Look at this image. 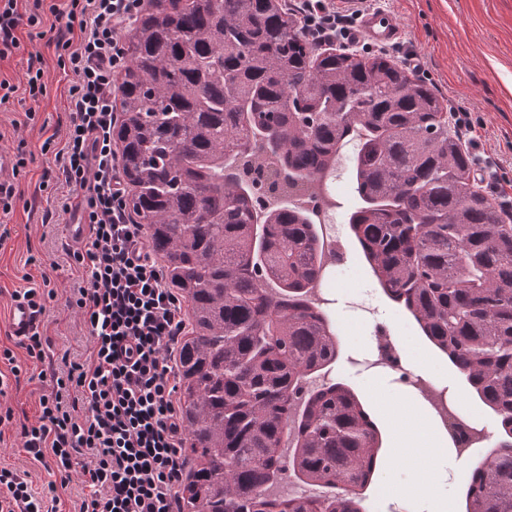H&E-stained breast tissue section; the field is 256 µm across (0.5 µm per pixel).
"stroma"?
Instances as JSON below:
<instances>
[{"mask_svg": "<svg viewBox=\"0 0 512 512\" xmlns=\"http://www.w3.org/2000/svg\"><path fill=\"white\" fill-rule=\"evenodd\" d=\"M375 7L393 12L402 28L398 41L401 52L417 55L418 68L412 76L432 85L452 112L469 113L476 130V143L470 154L477 169L489 176L501 190L497 199L503 211H512V0H374ZM26 49L40 57L45 70L46 94L38 104H30L23 94L0 105V147L26 152L25 173L15 181L17 201L13 212L0 214V225L7 226L9 236L0 243V348H11L17 365L29 368L24 349L5 328L9 300L22 288L23 274H31L33 287L49 285L52 298L46 299L43 332L51 347L42 364L50 369L64 353H78L85 341L83 325L69 306L76 281L65 262L67 239L64 226L69 217L55 200L40 189L45 172L56 171L53 155L42 154L47 137L63 142L69 121L68 89L72 74L63 73L56 64L54 46L47 39H33ZM35 107L37 117L25 123L24 112ZM359 205L350 178L336 187L334 207L346 248L343 261L334 268L328 281L333 302L324 309L340 341V353L334 364L322 375L332 382L350 386L376 422L382 437H389L390 426L368 393L376 387L381 396H407L394 375L371 373L351 365V358L371 355L375 346L377 324L390 327L394 336H410L427 350L443 370L436 381L446 386L468 407L473 417L484 426L485 441L462 460L448 434H441L443 456L437 480V499L414 495L412 488L418 474L401 459L390 458L381 450L371 483L363 491V512H435L437 502H449L453 512H464L465 492L470 463L489 456L500 436L498 418L474 395L464 376L447 358L423 337L412 317L390 301L379 288L372 269L350 231L348 217ZM51 390L50 381H28L10 384L0 406L11 408V423L0 425V464L28 472L36 491H43L49 475L22 446L21 427L37 422L39 399ZM392 486L396 497L383 492Z\"/></svg>", "mask_w": 512, "mask_h": 512, "instance_id": "stroma-1", "label": "stroma"}]
</instances>
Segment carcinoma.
<instances>
[{"mask_svg":"<svg viewBox=\"0 0 512 512\" xmlns=\"http://www.w3.org/2000/svg\"><path fill=\"white\" fill-rule=\"evenodd\" d=\"M112 129L131 205L189 302L181 419L196 466L187 512H362L378 427L344 384L299 397L339 340L309 299L322 267L315 211L256 204L308 189L345 140L352 233L384 294L499 417L465 512H512V225L478 189L443 101L383 54L320 52L272 0H152L131 29ZM296 181L278 184L282 171ZM293 435L289 462L284 435ZM323 497H276L284 467Z\"/></svg>","mask_w":512,"mask_h":512,"instance_id":"cac0c4a2","label":"carcinoma"}]
</instances>
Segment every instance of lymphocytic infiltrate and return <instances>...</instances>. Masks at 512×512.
<instances>
[{"label": "lymphocytic infiltrate", "mask_w": 512, "mask_h": 512, "mask_svg": "<svg viewBox=\"0 0 512 512\" xmlns=\"http://www.w3.org/2000/svg\"><path fill=\"white\" fill-rule=\"evenodd\" d=\"M45 0H0V58L26 55L18 32L42 25ZM145 0H66L55 10L65 32L79 31L72 44L53 39L57 65L75 77L70 86V124L64 144L47 138L57 175L70 189L60 201L89 232L66 255L81 284L69 301L87 336L83 357L52 369L50 393L40 398L37 425L24 428L23 446L54 475L80 465L85 490L80 512H177L187 432L177 405L178 338L186 328L180 298L166 284L144 225L127 209L128 190L112 147L118 116L114 77L128 58L122 31L141 14ZM315 46H348L356 15L330 10L326 0H289ZM21 84L0 80V104L24 90L34 108L46 91L39 58L26 56ZM0 512H59L46 505L27 479L0 467Z\"/></svg>", "instance_id": "lymphocytic-infiltrate-1"}]
</instances>
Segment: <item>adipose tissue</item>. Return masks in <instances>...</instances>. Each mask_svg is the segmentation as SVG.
Here are the masks:
<instances>
[{
	"mask_svg": "<svg viewBox=\"0 0 512 512\" xmlns=\"http://www.w3.org/2000/svg\"><path fill=\"white\" fill-rule=\"evenodd\" d=\"M377 405L381 414L394 423L390 444L392 456L406 460L422 475L421 481L414 486L415 494L435 497L436 485L428 481L427 476L435 472L441 449L427 414L408 399L392 401L381 398Z\"/></svg>",
	"mask_w": 512,
	"mask_h": 512,
	"instance_id": "1",
	"label": "adipose tissue"
}]
</instances>
